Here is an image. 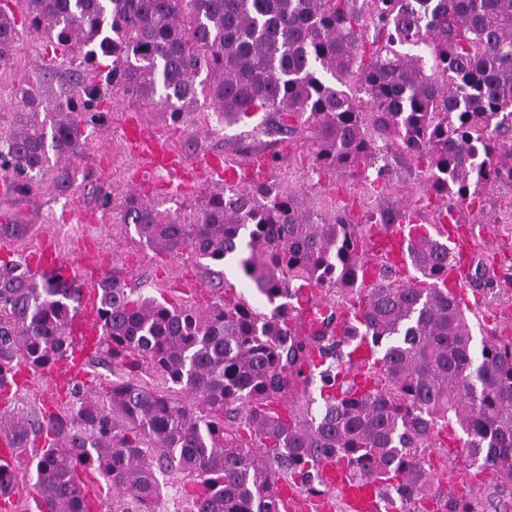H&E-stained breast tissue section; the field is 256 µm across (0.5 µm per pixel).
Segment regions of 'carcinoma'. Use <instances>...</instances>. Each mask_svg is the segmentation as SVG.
Listing matches in <instances>:
<instances>
[{"label":"carcinoma","instance_id":"carcinoma-1","mask_svg":"<svg viewBox=\"0 0 512 512\" xmlns=\"http://www.w3.org/2000/svg\"><path fill=\"white\" fill-rule=\"evenodd\" d=\"M25 28L92 71L54 100L21 87L0 113V178L17 193L45 181L64 192L62 168L85 145L86 112L101 81L171 111L201 103L241 122L276 116L266 133L314 130L317 171L356 176L396 150L426 164L429 191L464 201L512 184V0H17ZM0 6V64L19 40ZM111 59L108 71L96 65ZM202 81H197L200 74ZM123 221L166 255L234 260L272 306L259 311L230 284L204 305L160 302L118 274L97 284V352L125 377L102 392L73 384L60 412L0 418L13 463L0 492L34 480L32 503L4 512H91L85 478L112 489L107 512H165L161 477H187L175 512H281L284 479L326 495L323 462L373 482L384 512H423L434 473L430 448L454 432L466 468L512 485V337L476 347L463 301L438 286L448 243L407 244L415 284L390 263L365 286L367 238L343 213L315 214L274 184L224 186L171 210L137 193ZM331 302L308 333L305 290ZM82 288L0 262V392L24 366L53 369L76 346ZM375 356L370 378L351 377L353 353ZM161 381L148 387L142 369ZM319 397L313 396V390ZM443 512H487L480 495L435 492Z\"/></svg>","mask_w":512,"mask_h":512}]
</instances>
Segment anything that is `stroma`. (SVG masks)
Masks as SVG:
<instances>
[{
    "label": "stroma",
    "instance_id": "1",
    "mask_svg": "<svg viewBox=\"0 0 512 512\" xmlns=\"http://www.w3.org/2000/svg\"><path fill=\"white\" fill-rule=\"evenodd\" d=\"M76 76L77 69L68 57L53 55L45 39L23 34L10 60L0 65V112L10 111L20 80L47 85ZM101 97L107 118L89 121L87 144L72 160V185L65 194H57L45 184L28 194L0 196V225L10 227L11 259H26L40 239L49 235L65 258L92 248L100 273L118 272L132 287L146 284L156 298L179 302L183 285L189 284L192 299L204 302L228 282L236 295L269 311V304L248 288L234 263L216 266L187 254L155 253L140 242L133 227L123 224L122 203L127 193L151 200L178 196L162 177L148 185L135 184L139 161L122 145L124 123L131 114L142 129L167 142L188 162L216 154L240 167L247 160L264 159L266 168L259 181L299 191L311 210L327 217L344 211L353 223L369 225L386 216L397 221L411 213L429 227L442 213L456 211L458 232L469 244L467 272H474L478 261L488 258L496 275L512 273V186L487 188L470 201L441 199L427 189L424 164L396 151L386 153L383 175L374 182L332 172L315 175L311 172L312 129L298 127L287 138L267 135L264 126L272 122L271 113L259 112L249 120L228 125L212 109L201 108L184 113L176 122L164 109L131 99L118 89H102ZM465 292L475 338L493 333L512 336V288L497 287L485 277L474 280ZM59 382L56 373L36 376L28 391L0 397V413L50 407ZM445 454L442 448L427 453L437 474L436 486L459 496L466 495L470 486H482L494 512H512V488L501 489L495 475L465 469L461 461L444 464Z\"/></svg>",
    "mask_w": 512,
    "mask_h": 512
}]
</instances>
